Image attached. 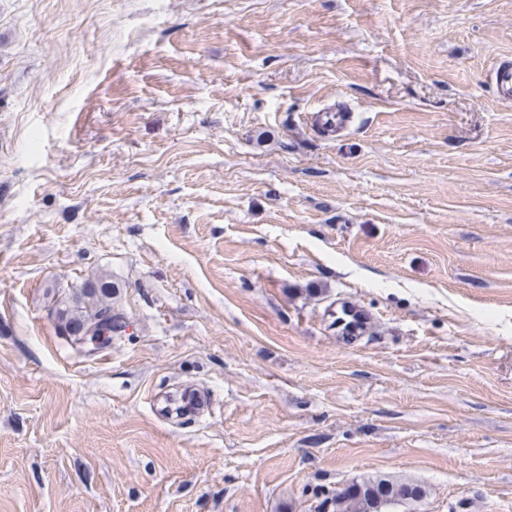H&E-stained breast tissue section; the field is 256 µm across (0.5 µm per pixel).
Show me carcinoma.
<instances>
[{
	"label": "carcinoma",
	"instance_id": "carcinoma-1",
	"mask_svg": "<svg viewBox=\"0 0 512 512\" xmlns=\"http://www.w3.org/2000/svg\"><path fill=\"white\" fill-rule=\"evenodd\" d=\"M110 285L83 287L81 296L62 299V308L57 310L58 322L63 333L74 344L79 343V333L89 325H106L109 334L123 331L120 316L112 313ZM418 489L408 483L385 477L363 478L336 491L333 497L335 512H387L378 510L375 498L384 496L396 502L413 499Z\"/></svg>",
	"mask_w": 512,
	"mask_h": 512
}]
</instances>
